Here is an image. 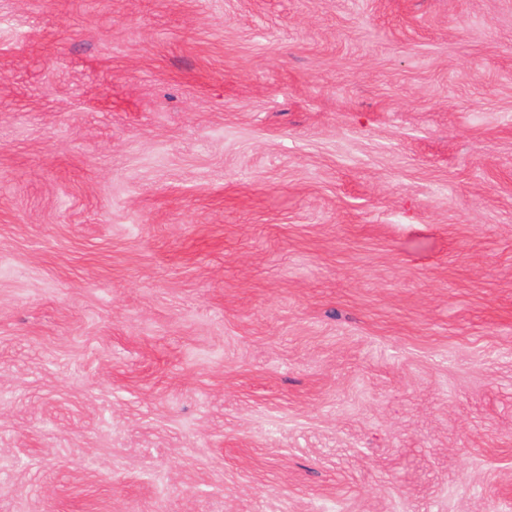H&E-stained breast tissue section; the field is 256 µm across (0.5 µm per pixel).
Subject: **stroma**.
Wrapping results in <instances>:
<instances>
[{
    "mask_svg": "<svg viewBox=\"0 0 512 512\" xmlns=\"http://www.w3.org/2000/svg\"><path fill=\"white\" fill-rule=\"evenodd\" d=\"M0 512H512V0H0Z\"/></svg>",
    "mask_w": 512,
    "mask_h": 512,
    "instance_id": "1",
    "label": "stroma"
}]
</instances>
